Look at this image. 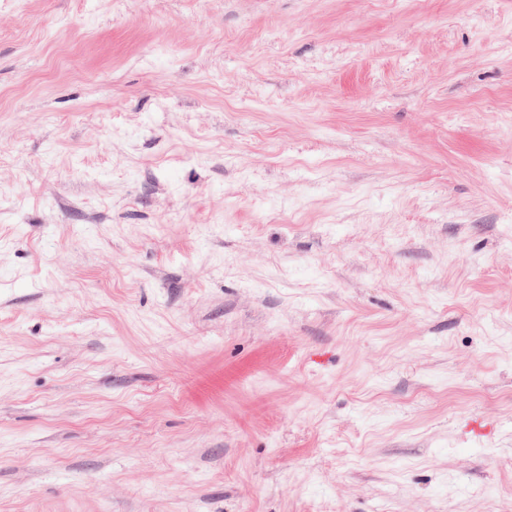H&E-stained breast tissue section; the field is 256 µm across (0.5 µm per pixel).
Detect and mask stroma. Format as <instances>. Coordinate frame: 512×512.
<instances>
[{"mask_svg": "<svg viewBox=\"0 0 512 512\" xmlns=\"http://www.w3.org/2000/svg\"><path fill=\"white\" fill-rule=\"evenodd\" d=\"M0 512H512V0H0Z\"/></svg>", "mask_w": 512, "mask_h": 512, "instance_id": "1", "label": "stroma"}]
</instances>
